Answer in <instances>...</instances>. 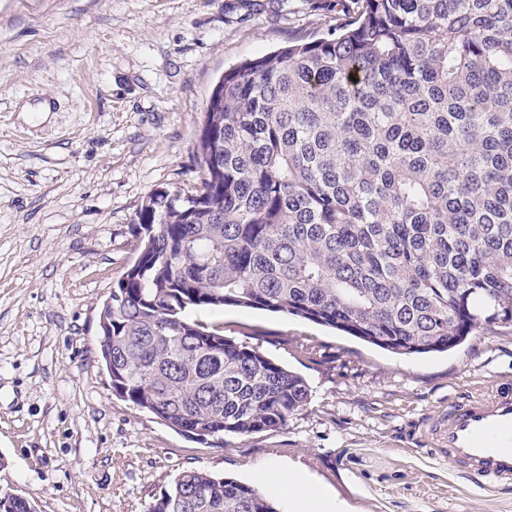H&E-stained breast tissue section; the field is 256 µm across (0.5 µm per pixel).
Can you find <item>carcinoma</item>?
Here are the masks:
<instances>
[{
	"mask_svg": "<svg viewBox=\"0 0 512 512\" xmlns=\"http://www.w3.org/2000/svg\"><path fill=\"white\" fill-rule=\"evenodd\" d=\"M190 187L135 214L112 393L200 441L284 427L306 380L196 309L262 310L400 355L512 327V0H356L224 71ZM0 512H27L0 489ZM147 512H278L187 469Z\"/></svg>",
	"mask_w": 512,
	"mask_h": 512,
	"instance_id": "1",
	"label": "carcinoma"
}]
</instances>
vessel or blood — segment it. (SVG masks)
I'll use <instances>...</instances> for the list:
<instances>
[{"label":"vessel or blood","instance_id":"vessel-or-blood-1","mask_svg":"<svg viewBox=\"0 0 512 512\" xmlns=\"http://www.w3.org/2000/svg\"><path fill=\"white\" fill-rule=\"evenodd\" d=\"M449 463L496 485L512 484V384L449 405L436 428Z\"/></svg>","mask_w":512,"mask_h":512}]
</instances>
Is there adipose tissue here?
<instances>
[{
  "mask_svg": "<svg viewBox=\"0 0 512 512\" xmlns=\"http://www.w3.org/2000/svg\"><path fill=\"white\" fill-rule=\"evenodd\" d=\"M260 478L287 500L289 512H340L336 501L312 488L300 471L272 463L261 472Z\"/></svg>",
  "mask_w": 512,
  "mask_h": 512,
  "instance_id": "adipose-tissue-1",
  "label": "adipose tissue"
}]
</instances>
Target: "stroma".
<instances>
[{
  "label": "stroma",
  "mask_w": 512,
  "mask_h": 512,
  "mask_svg": "<svg viewBox=\"0 0 512 512\" xmlns=\"http://www.w3.org/2000/svg\"><path fill=\"white\" fill-rule=\"evenodd\" d=\"M352 0H0V488L37 512H145L187 469L268 488L302 470L344 512H512V485L461 474L428 432L512 382V328L400 356L303 319L199 309L301 374L276 432L202 443L112 394L99 316L137 256L133 219L192 183L224 71L326 35Z\"/></svg>",
  "instance_id": "35a3bbf8"
}]
</instances>
